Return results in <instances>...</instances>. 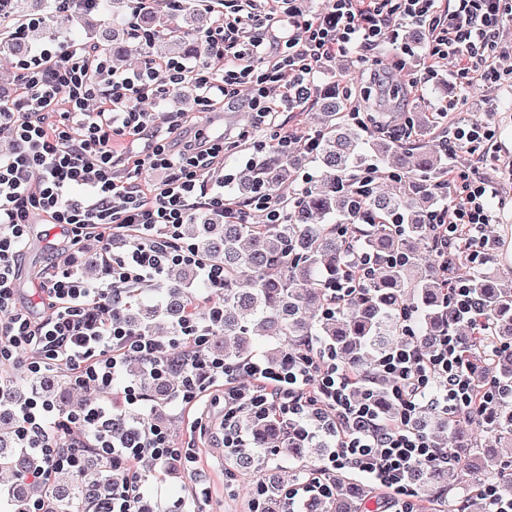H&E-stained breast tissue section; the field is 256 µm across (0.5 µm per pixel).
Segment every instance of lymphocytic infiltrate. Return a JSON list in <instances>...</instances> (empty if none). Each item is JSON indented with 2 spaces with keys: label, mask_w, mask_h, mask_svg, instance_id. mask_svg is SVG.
Masks as SVG:
<instances>
[{
  "label": "lymphocytic infiltrate",
  "mask_w": 512,
  "mask_h": 512,
  "mask_svg": "<svg viewBox=\"0 0 512 512\" xmlns=\"http://www.w3.org/2000/svg\"><path fill=\"white\" fill-rule=\"evenodd\" d=\"M326 18H301L288 0H224V20L208 31L206 46L224 47V73L185 63L145 62L127 72L112 66L92 45L50 42L17 64V97L0 103V131L10 145L0 152V360L21 357L27 372L65 367L74 385L96 391L93 401L73 415L61 416L40 400L21 408L19 438L42 458L43 474L73 469L82 448L98 449L113 470L129 479L100 512H137L146 487L131 470L143 457L161 463H193V456L172 445L158 424L139 437L117 444L107 438L114 410L106 394L132 357L161 370L174 345L139 335L122 319L123 295L159 283L169 270L193 267L212 292L224 287V266L206 259L183 241L180 229L193 217L203 196L214 212L225 205L223 181L207 182L205 173L223 160L225 135L200 130L194 142L174 154L168 148L182 126V110L155 106L194 84L195 103L203 112L245 98L253 127L270 126L278 107L274 92L286 101H307L326 63L349 50L368 52L394 38L389 21L401 15L427 28L431 39L421 58L418 85L430 82L437 64L451 75H478L487 85L512 81V69L494 59L504 29L512 26V7L504 0H455L439 13L436 0H328ZM279 30L282 50L269 58L265 39ZM121 147H114L115 137ZM125 165V179L114 173ZM161 169L165 180L146 188L144 169ZM461 185L453 208L439 221L456 235L472 260H479L486 230L493 221L490 182L455 174ZM59 227L70 243L96 235L103 244L109 280L97 284L73 273L58 259L38 290L43 311L32 315L17 307L15 279L22 248L32 224ZM186 380L182 403L196 402L205 382L224 385L225 450L246 447L244 415L272 419L301 442L315 434L332 441L327 459L304 478L289 484L288 512L328 496L333 475L349 470L367 477L385 496L389 512H418L409 474L426 465L448 468L459 463L458 449L441 447L420 431V413L433 409L449 417L482 414L491 402H512V383L487 379L475 390L477 363L460 334L440 337L421 350L412 327L380 359L378 369L390 383L396 413L385 419L344 363L326 356L319 340L287 351L278 362L251 356L227 367L223 359L195 349L179 362ZM71 436L58 446V434Z\"/></svg>",
  "instance_id": "lymphocytic-infiltrate-1"
}]
</instances>
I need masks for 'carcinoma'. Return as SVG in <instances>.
<instances>
[{
	"label": "carcinoma",
	"instance_id": "obj_1",
	"mask_svg": "<svg viewBox=\"0 0 512 512\" xmlns=\"http://www.w3.org/2000/svg\"><path fill=\"white\" fill-rule=\"evenodd\" d=\"M106 16L112 24L132 26L135 50L154 49L167 60L181 61L200 54L208 57L211 73L219 74L221 64L195 35L208 25L210 17L197 8L194 0L178 4L187 27L162 32V15L136 11L132 0H106ZM87 11L66 15L55 11L53 0H5L0 7V54L16 60L28 57L32 43L50 34V25L64 33L72 22L87 28ZM348 95L333 86L317 98L319 112L312 115L320 127L313 150L300 145L286 150L271 149L273 158L238 175L239 193L248 201L258 193L273 196L285 211L280 224L236 222L209 210L194 216L182 226L184 237L203 256L224 264V290L220 297L200 307L191 291L193 270L179 267L170 274L161 300L143 303L129 293L122 317L142 336H155L161 328L180 337L185 349L192 350L195 337L183 334L191 317L208 320L211 329L204 350L235 365L249 357L255 342L266 341L265 357L277 362L286 351L297 349L311 337L329 346L369 390L372 400L387 415L394 413L386 380L378 373V359L402 336V313H412V326L425 347L454 329L455 305L451 289L464 287L480 302L489 335L469 337L471 351L479 353L485 341L499 346L491 361L493 374L503 382L512 380V277L487 263L472 264L455 244L448 245V264L436 256L433 226L438 219L437 197L446 193L448 149L419 140L426 133L428 116L417 112L398 128L385 134L376 130V120L364 123L347 119ZM394 174L398 192L389 194L379 185L366 198L352 191L354 176L367 165L362 145ZM315 161L319 176L300 193L285 194L286 184L307 160ZM365 252L370 273L351 283L353 292L342 306L332 310L331 289L343 280L345 267L354 252ZM166 373L157 378L152 367L134 359L129 379L147 396L151 410L147 418L160 423L169 401L182 389V378L164 362ZM71 383L50 373H17L10 365L0 368V472L13 478L0 487V498L10 502L14 512H98L122 486L126 474L105 470L91 457H82L78 470L63 469L39 482L34 474L42 460L21 447L17 409L32 399L53 405L62 416L75 406L70 398ZM474 433L488 424L501 438L512 441V404H491L482 416L470 420ZM417 427L438 444L452 437L464 448L463 458L453 468L418 465L411 470L410 483L423 501L436 498V491L454 489L477 473L499 478L502 460L464 439L458 425L434 410L423 411ZM139 423L126 414L115 415L111 438L120 442L137 436ZM250 447L233 454L235 468L250 474L268 465L269 456L299 462L294 477L307 472L303 463L324 461L331 452L330 441L318 437L302 446L275 423L248 421ZM284 466L265 478L256 488V512H281L288 480ZM371 493L366 484L334 479L328 497L312 499L304 512H366Z\"/></svg>",
	"mask_w": 512,
	"mask_h": 512
}]
</instances>
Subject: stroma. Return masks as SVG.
<instances>
[{"mask_svg":"<svg viewBox=\"0 0 512 512\" xmlns=\"http://www.w3.org/2000/svg\"><path fill=\"white\" fill-rule=\"evenodd\" d=\"M379 70L388 71L391 93L364 97L363 87L369 85L371 73ZM416 74L415 60L403 58L399 45L386 42L369 51L364 60L351 51L332 59L317 85L322 88L340 82L351 93L350 105L377 117L384 127L389 126L396 113H431L448 98H456L455 112L442 119L433 131L431 142L435 145L447 140L457 124L475 119L487 122L494 132L493 138L473 150L465 145L455 146L451 163L457 171L494 182L496 195L489 201L494 222L488 227L484 253L491 265L512 273V260L505 253L506 237L512 232V88L485 85L477 80L466 85L443 73L429 84L427 90L418 93L409 88V82ZM194 98V92L189 90L176 95L170 102L172 108L193 114V126L181 130L176 136L177 142L193 139L197 127L209 123L235 134L248 132L245 146L249 149L255 142L268 140V133L251 131L246 107L240 105L212 115L196 111ZM63 251L71 255L73 269L79 270L90 256L97 254L98 246L92 241L72 245L50 225L32 226L15 285L20 306L41 313V306L34 301L39 275L46 272L57 254ZM223 416L224 396L219 391L210 393L189 411L177 402L167 405L163 424L177 447L191 449L198 457L200 473L194 476L171 468L161 479H146L148 499L161 498L176 510L185 507L189 512H253V478L245 479L234 474L228 461L216 453L222 444L219 425Z\"/></svg>","mask_w":512,"mask_h":512,"instance_id":"1","label":"stroma"}]
</instances>
